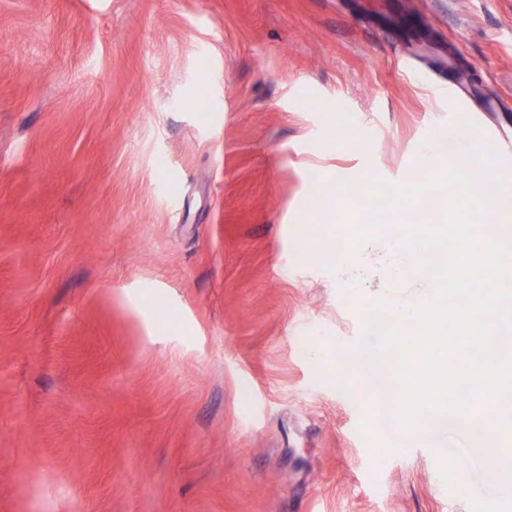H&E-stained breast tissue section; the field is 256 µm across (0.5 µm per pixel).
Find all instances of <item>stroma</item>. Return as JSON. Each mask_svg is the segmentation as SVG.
<instances>
[{
    "instance_id": "obj_1",
    "label": "stroma",
    "mask_w": 512,
    "mask_h": 512,
    "mask_svg": "<svg viewBox=\"0 0 512 512\" xmlns=\"http://www.w3.org/2000/svg\"><path fill=\"white\" fill-rule=\"evenodd\" d=\"M0 0V512H471L459 421L342 362L393 293L325 270L347 190L418 171L438 83L512 108V0ZM476 124L512 187V125ZM327 205L311 208L313 186ZM324 234L296 241L307 217ZM440 448H464L454 491ZM394 1L393 9L390 13L394 14L395 16H401V13L399 12V5L402 4L401 0H392ZM389 13V14H390ZM388 14V15H389ZM385 17L386 21L401 30L407 37L410 36V40L414 41L417 46H419L421 49L435 44L436 37L435 35L426 27L422 26L416 17H413L408 22L405 20L404 16L400 17L399 24H395L391 22L387 17Z\"/></svg>"
}]
</instances>
